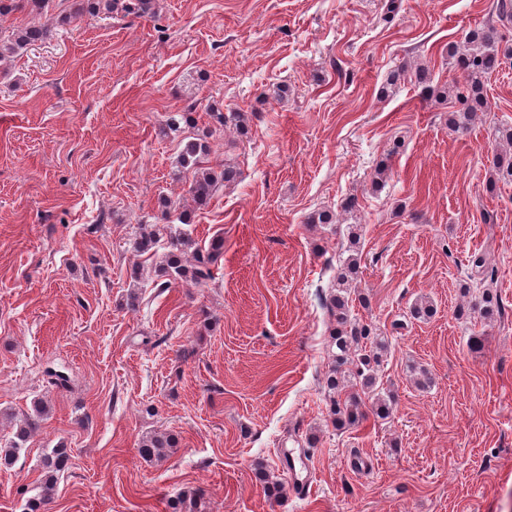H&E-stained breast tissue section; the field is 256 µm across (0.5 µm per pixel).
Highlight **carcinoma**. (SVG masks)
Wrapping results in <instances>:
<instances>
[{
	"label": "carcinoma",
	"instance_id": "cac0c4a2",
	"mask_svg": "<svg viewBox=\"0 0 512 512\" xmlns=\"http://www.w3.org/2000/svg\"><path fill=\"white\" fill-rule=\"evenodd\" d=\"M52 0H0V15L16 11H27L42 16L48 13ZM68 4L69 11L61 20L79 19L85 15L114 14L139 17L146 13L148 0H61ZM50 32L47 23H32L21 28L11 29L0 36V60L15 54L27 46L42 42ZM502 35L498 27L488 25L471 31L463 46H454L448 51L455 69L461 71L466 107L452 114L450 123L457 129H466L475 120L485 116V82L499 65L500 55L512 51L502 48ZM208 141L193 137L181 147L177 156L178 167L191 172L188 194L197 206L206 205L221 182L236 179L237 172L226 168L217 172L205 165L208 155ZM166 224L140 223L135 231V248L141 254L153 252L161 242H166L167 253L159 268L163 281L155 287L166 290L180 281H191L205 285L215 279L213 267L224 253V237L217 235L211 239L208 248L200 251L194 248L190 234L173 228L175 224L191 223L186 210L176 215L163 212ZM347 249L348 256L331 283V291L323 300V306L334 318L336 326L330 332L334 368L327 376L325 384L329 395V411L336 427L340 429L354 426L365 417L363 407L371 404V409L379 417H385L390 410V396L386 394L378 376L383 357L388 351V343L370 324L351 315L350 304L356 292V279L362 260L358 245L360 234L358 225L349 224ZM467 275L463 288L466 293H478V301L471 307V314L481 321H492L502 315L498 295L493 293L497 284L496 269L490 266L484 255L471 256L466 266ZM49 412L48 405L41 399L33 401L31 412L24 415L13 431L10 442L0 448V465L6 467L26 450L31 435L40 429L44 417ZM179 444L178 436L168 433H155L140 442L139 453L145 460L166 454ZM70 454L64 447L51 449L40 460L43 494L25 501L24 512H43L49 493L54 490L58 475L68 469Z\"/></svg>",
	"mask_w": 512,
	"mask_h": 512
}]
</instances>
